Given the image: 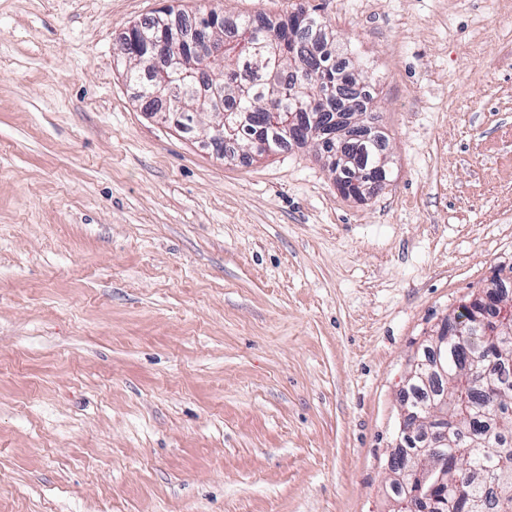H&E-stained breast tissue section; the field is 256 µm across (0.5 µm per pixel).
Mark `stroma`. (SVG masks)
Instances as JSON below:
<instances>
[{"mask_svg":"<svg viewBox=\"0 0 512 512\" xmlns=\"http://www.w3.org/2000/svg\"><path fill=\"white\" fill-rule=\"evenodd\" d=\"M295 2L0 0V512H391L411 360L512 292V0H306L369 66L362 201L126 78L163 8ZM503 286L488 289L485 292V298H480L472 303V306L481 311L484 318H493L498 312L497 305L500 302H507V293L504 291Z\"/></svg>","mask_w":512,"mask_h":512,"instance_id":"stroma-1","label":"stroma"}]
</instances>
